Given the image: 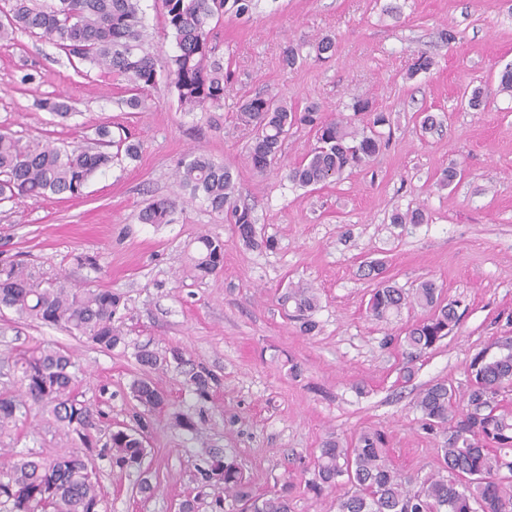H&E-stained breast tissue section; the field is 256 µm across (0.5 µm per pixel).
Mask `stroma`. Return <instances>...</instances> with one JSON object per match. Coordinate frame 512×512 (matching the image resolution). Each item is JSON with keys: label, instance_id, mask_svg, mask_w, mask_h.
Masks as SVG:
<instances>
[{"label": "stroma", "instance_id": "1", "mask_svg": "<svg viewBox=\"0 0 512 512\" xmlns=\"http://www.w3.org/2000/svg\"><path fill=\"white\" fill-rule=\"evenodd\" d=\"M455 34L442 39V31ZM331 36L336 53L317 59L314 44ZM230 84L221 108L184 112L173 88L159 80L149 108L119 104L120 79L98 69L73 68L55 45L27 34L0 48V128L59 145L86 143L98 127L125 128L141 144L137 159L122 158L90 179L81 195L26 198L0 206V260L23 264L33 279H66L75 288L123 295L125 349L103 352L62 328L0 315V394L20 393L13 368L20 350L49 344L76 362L79 399L102 414L107 430L125 420L133 377L149 378L179 409L195 406L180 369L143 371L136 347L183 349L222 379L206 403L196 434L175 429L168 413L154 418L147 465L160 487L143 500L131 477L97 461L109 512H176L194 492L191 474L206 451L229 449L257 492L284 478L297 486L292 512H336V494L306 492L299 481L322 442L339 433L383 429L394 467L424 478L440 466L439 438L423 430L416 394L435 381L464 390L475 351L512 336V94L501 73L512 67V0H259L246 16L214 28ZM299 45L295 68L281 61ZM429 71L409 74L418 54ZM37 70L34 83L21 75ZM481 88L479 108L465 92ZM284 98L302 108L347 112L357 99L390 114L384 146L361 167L323 186L302 188L288 170L312 149L295 129L270 170L257 174L244 160L251 135L235 119L239 99ZM62 95L75 109L62 120L38 100ZM437 119L421 132V115ZM201 151L229 167L242 203L253 207L258 235L274 249L243 246L231 225L201 201L178 194L176 165ZM453 168L457 177L440 178ZM176 198L171 223H139V211ZM419 207L428 221L396 225L391 215ZM224 239V268L200 276L192 257L201 235ZM96 257V269L77 256ZM381 259L397 287L431 279L444 302L458 305V327L417 362L412 382L399 384L403 329L424 317L419 307L378 321L366 312L376 285L364 262ZM317 289V328L300 331L278 296L288 284ZM77 443L47 409L30 404L0 448L53 458Z\"/></svg>", "mask_w": 512, "mask_h": 512}]
</instances>
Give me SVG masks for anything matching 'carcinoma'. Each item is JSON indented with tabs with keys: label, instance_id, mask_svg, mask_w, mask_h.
Wrapping results in <instances>:
<instances>
[{
	"label": "carcinoma",
	"instance_id": "carcinoma-1",
	"mask_svg": "<svg viewBox=\"0 0 512 512\" xmlns=\"http://www.w3.org/2000/svg\"><path fill=\"white\" fill-rule=\"evenodd\" d=\"M142 0H52L40 7L34 0H3L0 7V48L13 45L18 33H28L55 45L70 64L90 65L127 83L123 104L133 110L147 108L151 90L159 80L153 46L147 40ZM257 0H161L167 27L172 31L176 52L166 69L167 79L187 112H208L224 105L230 75L224 72L209 27L214 18L241 17L252 11ZM40 107L66 119L73 113L70 101L46 98ZM354 115L371 113L364 126L355 119L328 115L311 104L298 111L276 96H254L238 106V123L252 131L246 160L263 174L277 159L290 130L309 128L315 147L288 173L299 187L332 182L347 169L367 163L382 148V133L376 128L390 124L385 112H373L367 100H355ZM102 127L97 139L84 145L58 147L37 139H23L0 130V204L16 196L35 202L51 195L82 192L98 172L110 167L123 154L134 160L140 145L121 138L109 140ZM112 144V154L102 147ZM178 186L205 204L211 212L234 225L238 240L250 248H271L274 239L257 237L251 208L239 203V190L231 170L206 154L191 152L177 165ZM175 209L171 198L154 200L140 210L142 224H168ZM420 208L392 215L393 224H423ZM193 262L203 274L224 268V240L202 235ZM318 296L313 288L289 285L279 296L280 305H294L300 329L309 334L316 328L311 319ZM122 296L109 289L70 287L60 279L44 286L11 261L0 262V308L18 318L59 326L80 336L102 351L125 343L115 316ZM417 305L429 315L405 329L404 344L417 356L445 339L459 323L457 305L444 304L432 280L421 282L412 293L381 280L373 288L368 313L376 320L400 315L403 308ZM147 369L174 364L190 365L185 383L198 402L204 404L221 386V379L203 365L189 364L182 349L173 347L163 355L141 347L134 353ZM25 396L49 410L55 421L75 435L80 447L72 454L44 459L13 452L0 464V512H103L106 509L95 472L94 458H108L114 471L138 474V492L151 497L157 485L144 468L147 438L153 429L151 416L166 396L147 378H136L129 386L135 404L128 421L116 426L105 443L93 435L100 415L75 393L77 377L73 363L60 349L34 346L14 361ZM468 369L476 370L462 397L453 386L435 382L422 388L414 403L422 429L442 436L441 468L422 480L395 470L389 459L386 434L381 429L359 432L351 441L330 436L319 448L312 464L307 491L316 496L326 490L343 489L336 497V512H512V413L497 411L512 393V336L499 337L473 354ZM27 414V402L0 397V429L16 424ZM175 427L189 433L205 420L203 408L196 412L175 411ZM197 493L181 504V512H199L207 504L210 512H224L230 498L241 512H291L292 481L262 495L253 492L234 457L211 449L192 475Z\"/></svg>",
	"mask_w": 512,
	"mask_h": 512
}]
</instances>
